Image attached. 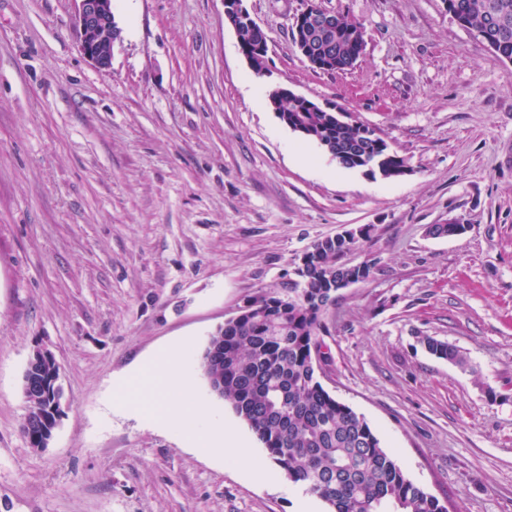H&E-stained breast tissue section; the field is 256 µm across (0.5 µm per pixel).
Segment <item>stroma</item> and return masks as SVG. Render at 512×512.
I'll return each mask as SVG.
<instances>
[{"label":"stroma","mask_w":512,"mask_h":512,"mask_svg":"<svg viewBox=\"0 0 512 512\" xmlns=\"http://www.w3.org/2000/svg\"><path fill=\"white\" fill-rule=\"evenodd\" d=\"M360 24L344 72L291 38L307 0H245L264 76L224 0H113L122 40L102 72L71 0H0V512H325L207 386L208 337L294 280L315 241L370 225L319 332V378L448 512H512V63L440 0H316ZM338 107L407 175L346 169L283 125L270 91ZM467 225L453 238L432 224ZM468 359L430 356L423 337ZM197 396L266 467L187 448L115 395L175 341ZM61 368L47 448L22 430L34 352ZM224 17L225 20L231 24L236 33H238V30L242 25L247 26L241 28L239 31V35L244 42L251 43L260 39L258 42H255L251 46H247L242 44V41L237 34L240 51L248 63L250 62L253 55H260L251 62L250 65L252 70L255 73L266 70L267 58L263 55L267 56L268 54L269 47L267 38L266 36L261 38V32L250 29H261V27L252 19L249 11L244 6V0H224Z\"/></svg>","instance_id":"obj_1"}]
</instances>
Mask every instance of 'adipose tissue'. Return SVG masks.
<instances>
[{
	"instance_id": "1",
	"label": "adipose tissue",
	"mask_w": 512,
	"mask_h": 512,
	"mask_svg": "<svg viewBox=\"0 0 512 512\" xmlns=\"http://www.w3.org/2000/svg\"><path fill=\"white\" fill-rule=\"evenodd\" d=\"M188 350V341L173 343L137 372L132 389L138 416L165 428L179 429L188 445L219 456L231 452L235 461L255 478H265L263 462L253 456L236 430L208 405L192 398Z\"/></svg>"
}]
</instances>
